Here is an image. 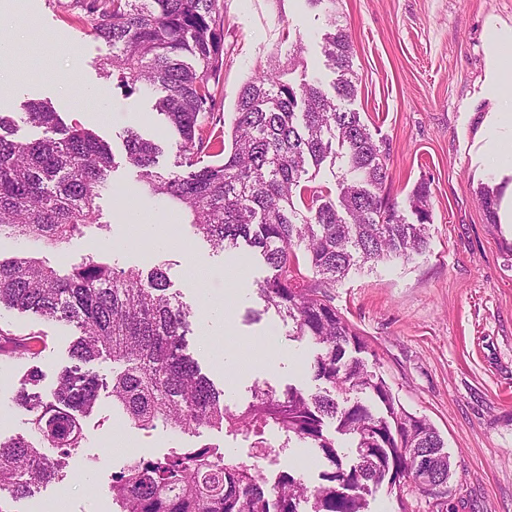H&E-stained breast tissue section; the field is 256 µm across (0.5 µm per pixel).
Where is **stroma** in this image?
<instances>
[{
  "label": "stroma",
  "instance_id": "obj_1",
  "mask_svg": "<svg viewBox=\"0 0 512 512\" xmlns=\"http://www.w3.org/2000/svg\"><path fill=\"white\" fill-rule=\"evenodd\" d=\"M219 3L225 123L234 119L243 84L271 65L294 85L315 76L332 84L322 53L324 10L307 0ZM337 12L351 35L359 77L347 107L387 148L392 197L404 201L418 180L430 181L432 222L423 254L351 269L327 293L366 342L368 368L382 374L398 404L429 419L442 436L452 462V512H512V401L503 399L512 394V167H491L485 147L497 112L512 102V88L494 83L498 64L512 63V43L495 57L487 49L489 29L512 30V0H340ZM76 14L75 0H11L10 10L0 11V37L15 48L0 112L14 119L16 138L40 135L22 109L34 99L50 102L66 124L86 127L109 144L116 168L99 206L122 248L120 263L143 270L163 264L171 293L194 313L189 352L223 390L230 410L244 408L257 386L279 392L291 384L311 387L312 349L289 339L275 312L262 310L256 288L272 271L258 252L245 245L213 251L183 229L174 205L142 192L140 172L126 160L128 131L163 145L156 171L173 170L176 147L158 122L154 93L130 94L102 78L100 63L110 48L89 24L76 22ZM36 30L50 35L53 51L50 69L34 79L24 62L36 50ZM297 43L304 53L292 65L288 54ZM484 186L503 191L499 223H488L478 201ZM121 191L135 199V214L164 238L163 246L141 248L117 203ZM96 250L93 241L77 239L61 258L33 243L0 238V258L31 252L59 269ZM231 288L237 296L228 329L223 316L204 308ZM253 309L261 311L260 320H248ZM0 331L43 336L41 389L50 392L70 363L71 329L1 306ZM28 368L25 360L0 357L2 441L30 430L29 413L14 401ZM84 428V446L65 469L71 512H112L107 484L124 466L125 448L159 457L181 444L216 447L268 475L294 468L312 485L324 469L315 451L296 441L283 447L274 430L266 434L270 457L258 459L243 438L217 430L189 437L169 428H129L105 394Z\"/></svg>",
  "mask_w": 512,
  "mask_h": 512
}]
</instances>
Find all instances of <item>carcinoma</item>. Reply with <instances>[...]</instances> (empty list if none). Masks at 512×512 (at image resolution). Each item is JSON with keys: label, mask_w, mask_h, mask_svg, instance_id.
Listing matches in <instances>:
<instances>
[{"label": "carcinoma", "mask_w": 512, "mask_h": 512, "mask_svg": "<svg viewBox=\"0 0 512 512\" xmlns=\"http://www.w3.org/2000/svg\"><path fill=\"white\" fill-rule=\"evenodd\" d=\"M327 7L330 30L323 52L336 78L333 92L315 78L293 86L278 69L249 80L236 101L230 145L215 133L223 97L224 14L218 0H76L77 21L112 47L104 75L133 93L160 92L154 109L171 131L176 169L154 170L162 146L131 131L126 160L140 170L144 189L189 218L193 237L215 251L244 241L273 270L258 284L264 311L288 324V336L316 348L309 364L314 390L295 386L278 393L257 388L244 410L224 406L217 390L186 353L191 311L168 292L162 266L148 273L121 267L112 247L70 264L64 272L32 255L0 259V306L76 329L69 347L76 365L64 367L45 395L43 372L33 366L16 402L30 413L31 434L0 440V512L9 501L33 497L59 478L65 461L84 447L83 419L110 390L112 406L130 427H170L183 434L223 430L250 442L253 456L268 453L265 433L276 428L285 445L316 448L329 464L307 485L288 471L268 480L214 447H175L156 458H138L112 475L116 512H367L369 493L382 486L409 512L418 460L437 452L428 502L443 512L451 494L445 443L424 416L398 405L383 376L348 356L366 346L321 291L358 264L408 259L427 248L430 182L418 181L407 197L415 221L405 218L386 192V149L377 145L360 113L341 106L354 99L358 78L353 44L336 19L337 0H307ZM28 123L43 137L21 141L13 120L0 112V237L39 242L64 253L79 238L106 241L111 222L97 200L116 168L110 146L94 132L67 125L43 101L24 104ZM343 160L345 173L331 190L312 184L327 158ZM500 192L480 191L487 220L497 223ZM302 247L315 275L307 282L294 248ZM42 338L17 339L0 330V356L35 362ZM112 379L81 370L102 357ZM333 426L334 433L328 432ZM355 443L346 461L336 436Z\"/></svg>", "instance_id": "1"}]
</instances>
